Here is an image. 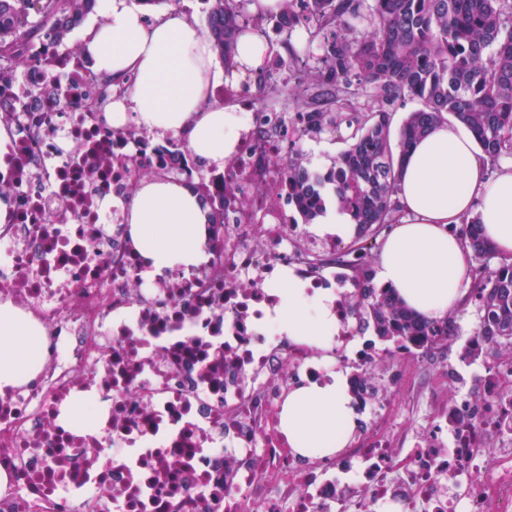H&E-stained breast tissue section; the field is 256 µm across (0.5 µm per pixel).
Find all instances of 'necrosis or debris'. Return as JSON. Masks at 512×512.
<instances>
[{
    "label": "necrosis or debris",
    "instance_id": "1",
    "mask_svg": "<svg viewBox=\"0 0 512 512\" xmlns=\"http://www.w3.org/2000/svg\"><path fill=\"white\" fill-rule=\"evenodd\" d=\"M46 66L0 73V300L43 329L37 378L0 392V512H512V343L449 329L482 354L420 386L433 345L381 346L343 241L299 223L280 160L304 114L240 103L223 175L104 119L85 57L37 43ZM148 178L224 199L223 246L190 273L148 281L118 208ZM328 288L338 329L288 340L271 280ZM359 376L358 426L336 456L292 453L281 408L302 379ZM94 396L97 423L66 417ZM421 403L418 423L406 419Z\"/></svg>",
    "mask_w": 512,
    "mask_h": 512
}]
</instances>
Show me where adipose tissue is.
<instances>
[{
  "label": "adipose tissue",
  "instance_id": "ef3b65f1",
  "mask_svg": "<svg viewBox=\"0 0 512 512\" xmlns=\"http://www.w3.org/2000/svg\"><path fill=\"white\" fill-rule=\"evenodd\" d=\"M107 19L88 30L82 48L96 72L134 82L113 102L106 119L127 122L160 136L181 137L203 170H223L235 150L242 118L236 107L209 101L219 85L237 83L262 66L269 46L241 35L237 67L217 66L212 43L194 16L169 11L147 17L134 0H104ZM401 224L387 235L376 277L412 311L443 318L463 298L470 250L453 229L478 217L482 233L512 260V161L488 175L472 134L441 123L411 147L400 171ZM120 208L130 238L145 260L147 279L190 271L206 259L209 206L177 180H144L127 198H106ZM279 331L290 340L327 345L335 324L330 291L306 297L292 281L275 286ZM43 363L38 325L9 302H0V388L32 381ZM358 425L343 376L322 384L302 380L288 394L279 429L294 454L331 457Z\"/></svg>",
  "mask_w": 512,
  "mask_h": 512
}]
</instances>
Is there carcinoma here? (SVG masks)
I'll return each mask as SVG.
<instances>
[{
  "label": "carcinoma",
  "mask_w": 512,
  "mask_h": 512,
  "mask_svg": "<svg viewBox=\"0 0 512 512\" xmlns=\"http://www.w3.org/2000/svg\"><path fill=\"white\" fill-rule=\"evenodd\" d=\"M92 0H0V65L22 70L24 41L38 38L64 43L82 24ZM209 4L205 32L224 65L235 66L237 40L250 20L251 0H204ZM363 0H282L278 29H293L305 17L308 30L323 41V58L306 77L318 87L309 100L297 97L301 112L316 114V135L349 130L348 146L323 174L299 156L282 163L288 205L310 224L323 209L322 189L333 186L336 201L355 224L358 249L377 239L400 219L394 199L399 167L415 141L435 124L453 117L476 136L491 159L512 156V0H370L362 29L347 16L359 15ZM369 93L358 111L343 102L332 110L323 102L339 98L352 81ZM421 103L407 114L398 132L399 152L391 144L393 108L405 99ZM212 210V223H224V201L195 185ZM460 234L478 265L471 271L466 301L480 311V335L512 340V262L492 267L493 248L479 233V220ZM368 292L375 335L394 344L423 339L448 340V319L408 311L390 288L373 283L358 270Z\"/></svg>",
  "instance_id": "cac0c4a2"
}]
</instances>
